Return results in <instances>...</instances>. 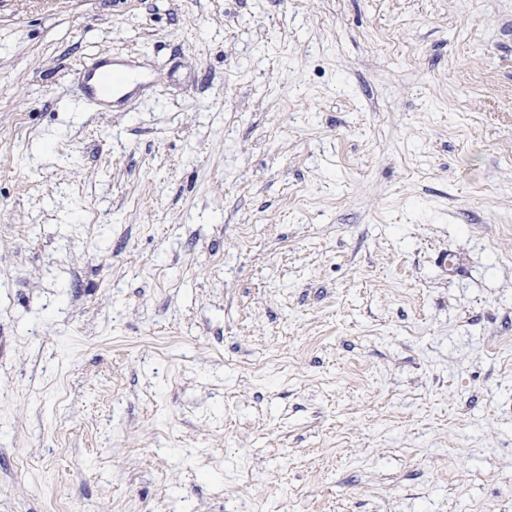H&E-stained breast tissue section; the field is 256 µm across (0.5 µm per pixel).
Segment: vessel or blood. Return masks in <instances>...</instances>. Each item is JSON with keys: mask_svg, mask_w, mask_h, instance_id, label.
I'll list each match as a JSON object with an SVG mask.
<instances>
[{"mask_svg": "<svg viewBox=\"0 0 512 512\" xmlns=\"http://www.w3.org/2000/svg\"><path fill=\"white\" fill-rule=\"evenodd\" d=\"M109 59L93 57L81 63L72 80L82 101L95 110H119L135 95L150 91V72L139 69L136 61L125 60L126 74L112 78L107 73Z\"/></svg>", "mask_w": 512, "mask_h": 512, "instance_id": "obj_1", "label": "vessel or blood"}]
</instances>
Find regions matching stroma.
I'll return each instance as SVG.
<instances>
[{"mask_svg":"<svg viewBox=\"0 0 512 512\" xmlns=\"http://www.w3.org/2000/svg\"><path fill=\"white\" fill-rule=\"evenodd\" d=\"M55 502L512 512V0H0V512ZM128 67L124 75L108 77L107 67L110 63L118 65L110 59L93 57L81 63L72 73V80L80 99L95 110H119L130 103L137 94L152 89L151 72L140 70L135 60L121 61ZM115 77V78H114ZM132 87L131 90L126 91Z\"/></svg>","mask_w":512,"mask_h":512,"instance_id":"stroma-1","label":"stroma"}]
</instances>
